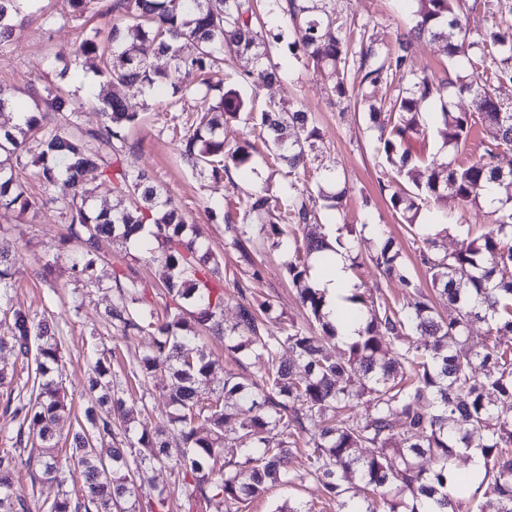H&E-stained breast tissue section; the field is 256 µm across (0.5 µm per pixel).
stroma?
<instances>
[{
  "mask_svg": "<svg viewBox=\"0 0 512 512\" xmlns=\"http://www.w3.org/2000/svg\"><path fill=\"white\" fill-rule=\"evenodd\" d=\"M326 3L333 15L355 29L367 26L388 33L406 22L409 15L404 0H326ZM68 11L67 0H25L13 38L8 46L0 49V87L8 90L12 100L11 107L0 111V124H14L16 113L34 109L33 88L40 79L61 85L74 94L81 106L80 121L84 126L100 123L99 61L79 55L75 24L64 19ZM270 63L279 68L281 82L253 90L252 98L261 105L285 103L314 112L321 132L319 144L337 171L345 174L351 188L341 208L322 209L321 231L328 239L347 240L357 256L359 265L351 271L353 287L361 291L378 285L388 297L398 301L405 294L399 282L380 279L369 260L376 244L374 227L378 224L384 225L387 235L399 245L413 280L427 285L424 269L415 262L411 236L392 209L388 195L380 189L384 174L375 161V134L355 108L353 97L329 99L328 82L313 67L292 58L286 44L271 49ZM113 92L124 100L129 111L141 115L139 124L128 133L129 139L140 145L131 159L133 166L156 178L164 197L183 211L189 224L199 227L214 253L224 259L225 325L236 321L238 290L234 276L246 269L259 272L258 278L247 283L254 297L270 300L282 320L306 324L307 316L288 277L287 266L292 257L288 246L273 245L265 233L256 229L250 234L246 252L226 245L225 228L240 223L248 192L261 190L284 198L292 191V179L286 167L272 160V145L266 135L257 129L245 130L240 124L229 126L224 131L227 148L245 146L252 156L251 166L230 170L218 179L203 178L181 157L173 138L174 129L184 124L187 113L203 108L201 99L189 98L182 102L180 109L168 110L161 98L148 96L137 86H117ZM70 192V187L60 181L51 190L55 198L52 204L37 205L24 212L0 209V249L7 251L11 259L10 286L15 303L37 319L64 330L62 379L72 397V411L57 426L56 441L62 448L69 447L76 421L87 405L84 386L91 369L92 347L115 350L111 368L121 382L126 378L128 358L145 352L150 342L146 336L126 340L106 328L103 315L115 298L113 290L88 287L72 277L68 249L60 243L65 219L57 205ZM491 222L490 210L484 204L454 211L442 239L444 249L455 250L463 242L479 237ZM106 252L108 260L99 269L106 283L111 281L113 269L129 267L147 287L159 284L162 268L147 255L116 244L107 245ZM47 263L52 264L53 272L48 278H40L39 272ZM78 295L82 296L83 304L77 309L73 299ZM167 383L166 375L159 373L136 387L137 395L143 396L147 404L141 419L148 427L167 422ZM287 468L298 477L294 485L271 487L263 496L247 501L241 512H275L277 507L297 502L316 504L323 512H336L335 501L326 498L321 486L307 478L304 452L289 455ZM33 475V469L23 463L13 474V490L26 499L30 512H46L59 490L77 493L85 482L83 471L77 466L66 472V482L61 488L48 483L32 487ZM151 478V483L140 490V500H148L157 489L163 488L169 496L170 512H215L214 506L206 501L184 499L169 469L156 470Z\"/></svg>",
  "mask_w": 512,
  "mask_h": 512,
  "instance_id": "1",
  "label": "stroma"
}]
</instances>
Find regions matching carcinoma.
<instances>
[{
    "label": "carcinoma",
    "instance_id": "1",
    "mask_svg": "<svg viewBox=\"0 0 512 512\" xmlns=\"http://www.w3.org/2000/svg\"><path fill=\"white\" fill-rule=\"evenodd\" d=\"M264 9V0H218L216 6L213 0H114L109 31L80 28L78 50L105 58L100 70L105 85H137L156 93L168 74L140 52L141 44H153L157 54L174 60L175 70L199 78L193 86H173L167 106L175 107L192 90L212 89L209 74L219 62L218 48L253 62L237 73L238 83L259 87L281 81L278 70L263 63L270 45L282 39L266 30ZM282 11L291 20L288 52L323 72L337 98L356 93L369 128L377 131L376 157L392 173V209L408 225L431 288L454 306L455 316H441L408 276L394 239L381 230L371 260L381 276L398 280L408 293L400 304L380 288L352 293L348 301L365 317L364 327L343 353L333 355L337 329L324 292L309 283L311 257L333 249L324 237L306 232L319 219L315 197H324L319 186L315 196L284 202L250 193L242 223L227 230L233 246L248 235L252 220L274 238L284 235L283 224L302 232L293 238L288 275L322 334L293 321L271 329L272 302L250 298L241 285L237 321L224 328L223 258L178 209L161 200L156 179L127 160L139 149L127 131L140 114L104 94L103 121L88 128L79 122L78 110L68 107L62 87L43 85L34 97L46 109L29 113L22 126L0 127V208L26 210L35 204L27 189L32 166L46 186L65 178L69 197L43 202L59 204L64 214L62 242L71 246L74 278L96 287L103 243H127L151 225L154 243L144 251L164 269L165 308L161 313L152 308L143 285L114 269L110 288L117 300L107 316L121 337L151 338L149 352L129 362L126 377L139 382L168 373L171 428L152 433L132 426L122 384L103 381L111 374L112 357L103 349L93 355L91 406L84 421L77 422L71 447L55 450V426L70 411L61 378V330L15 308L12 336L0 338V350L10 349L26 364L27 379L5 399V411L19 419V428L11 448L0 453V512H28L26 500L12 489V472L21 460L38 468L35 484L60 485L66 469L83 467V499L74 501L64 492L48 512H137L127 504L138 497L143 475L158 467L176 474L186 500H204L216 512H239V505L270 486L294 482L284 465L301 447L308 475L339 502L338 512H472L450 493L458 486L450 461L470 448L480 450L484 467L470 500L492 497L498 512H512V419L501 411L512 408V347L497 340L512 336V170L498 163L500 152L512 149V99L494 92L512 84V30L496 22L498 15H512V0H495L477 40L463 23L461 0H412L411 25L395 28L387 40L366 27L351 36L346 22L325 7L316 10L311 0H285ZM19 14V0H0V46L11 40ZM425 37L444 44L454 78L414 68L416 43ZM383 84L393 93L378 101L369 89ZM462 97L472 98L476 111L458 108L454 99ZM423 102L440 111L436 135L446 156L439 163L411 148L413 139L428 133ZM231 122H252L266 132L274 160L290 175L320 160L314 154L320 131L312 113L274 104L257 111L232 85L176 134L181 154L199 176L217 178L249 162L243 146L224 150V127ZM476 126L483 132L482 151L460 162ZM93 170L99 172V186L128 206L92 209L83 176ZM490 182L504 197L479 237L448 252L437 235L416 232L423 205L438 206L448 219L456 209L479 203ZM10 269L0 252V304L9 300ZM476 320L488 333L479 349L469 345ZM203 329L224 338L225 350L254 356L258 370L243 381L227 373L220 393L205 395L215 362L206 352ZM285 346L290 359L281 355ZM244 405L249 417L226 433L225 424ZM356 407L362 414L353 413ZM274 429L279 439L272 443L265 433ZM29 446L47 452L24 460ZM423 458L434 467H423ZM353 484L363 497L351 505L346 494Z\"/></svg>",
    "mask_w": 512,
    "mask_h": 512
}]
</instances>
